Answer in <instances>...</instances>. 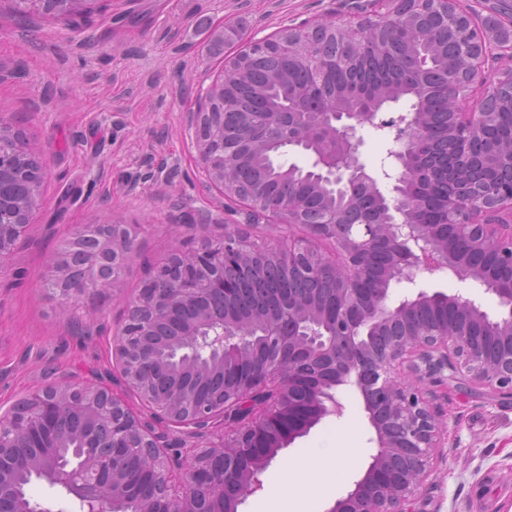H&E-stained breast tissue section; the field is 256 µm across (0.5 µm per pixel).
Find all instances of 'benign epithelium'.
<instances>
[{"instance_id": "7a95c632", "label": "benign epithelium", "mask_w": 512, "mask_h": 512, "mask_svg": "<svg viewBox=\"0 0 512 512\" xmlns=\"http://www.w3.org/2000/svg\"><path fill=\"white\" fill-rule=\"evenodd\" d=\"M385 7L381 26L415 24L432 12L451 16L467 32L458 48L463 62L448 80L451 109L448 138L458 161L468 162L473 139L492 125L495 98L469 88L486 85L488 58L512 59V23L488 20L477 25L462 0H375ZM375 25L317 24L288 29L263 40H248L224 62V73H245L256 58L277 52L286 60L306 57L326 70L322 37L353 45ZM236 96L224 78L201 96L189 113L200 160L209 184L243 206L244 223L283 224L301 229L288 245L252 243L239 226L225 225L224 237L200 247L173 250L128 300L113 329L112 358L124 387L148 408L151 420L135 413L124 398L102 382H48L5 410L0 409V512H51L32 500L23 478L40 479L64 489L79 512H238L263 488V474L279 451L306 435L322 419L340 416V387L354 383L376 434L377 448L364 475L328 512H416L413 504L432 474L442 443L438 411L424 382L443 372L478 388L512 394V189L465 186L448 196L451 224H428V189L418 188L431 172L417 169L421 136L433 128L431 115L412 104L406 112L384 115L385 106L402 99L399 90L376 95L370 111L355 108L351 97L331 96L323 114V137L304 125L312 108L300 94L284 112H270L265 140L244 141L249 122L224 125L213 112L212 96ZM393 133L399 149L389 152L399 167L392 196L360 162L365 124ZM298 148L314 156L313 173L327 194L316 219L294 197L284 206L272 202L262 183L241 185L224 168V153L243 161L272 148ZM44 158L29 149L15 130L0 138V185L43 184ZM369 199L381 212L375 224L356 221ZM39 199L12 200L0 194V275L8 268L17 241L28 231ZM329 241L333 252L318 245ZM388 255L379 288L360 284L377 247ZM137 249L126 224H85L70 238L67 253L45 286L71 307L121 273ZM268 256L280 270L303 278L332 277L333 296L278 295L251 313L234 304L238 289L225 270ZM445 272L471 282V297L424 290L391 302L392 286L412 281L415 270ZM497 299L488 311L480 295ZM439 303L452 314L442 322H413L424 305ZM395 321L406 329L390 336L378 330ZM173 338L163 344L161 331ZM163 369L176 379L162 386ZM415 383L405 382V377ZM192 425L199 431L220 421L224 438L186 453L161 443L153 422ZM140 457L137 478L127 459ZM179 482L181 492L172 487Z\"/></svg>"}]
</instances>
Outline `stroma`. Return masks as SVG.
<instances>
[{
	"label": "stroma",
	"mask_w": 512,
	"mask_h": 512,
	"mask_svg": "<svg viewBox=\"0 0 512 512\" xmlns=\"http://www.w3.org/2000/svg\"><path fill=\"white\" fill-rule=\"evenodd\" d=\"M77 21L39 17L21 23L0 11V118L21 130L46 159L49 175L35 222L0 277V405L49 380L104 382L112 369V323L171 250L221 237L238 216L206 184L189 115L242 47L243 36L372 17L371 0H99ZM235 27L243 36L209 52ZM361 157L392 180L389 132L364 126ZM134 225L138 250L114 286L88 294L72 316L43 277L83 224ZM109 381V380H108ZM447 426L436 472L417 512H512V396L444 378L427 384ZM339 417L323 419L283 449L264 488L241 512L283 494L284 462L308 448H358L332 484L344 497L367 469L376 436L354 386L341 387Z\"/></svg>",
	"instance_id": "stroma-1"
}]
</instances>
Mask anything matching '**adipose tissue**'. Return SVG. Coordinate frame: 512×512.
Segmentation results:
<instances>
[{
  "label": "adipose tissue",
  "instance_id": "1",
  "mask_svg": "<svg viewBox=\"0 0 512 512\" xmlns=\"http://www.w3.org/2000/svg\"><path fill=\"white\" fill-rule=\"evenodd\" d=\"M335 467L332 453H312L290 462L285 473L287 492L267 500L262 512H313L314 504L331 489L328 476Z\"/></svg>",
  "mask_w": 512,
  "mask_h": 512
}]
</instances>
